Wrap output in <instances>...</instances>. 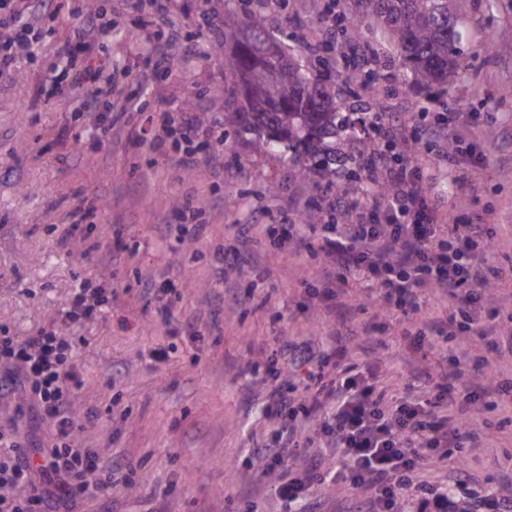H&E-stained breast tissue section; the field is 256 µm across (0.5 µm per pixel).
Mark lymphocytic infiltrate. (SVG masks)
<instances>
[{
	"instance_id": "obj_1",
	"label": "lymphocytic infiltrate",
	"mask_w": 512,
	"mask_h": 512,
	"mask_svg": "<svg viewBox=\"0 0 512 512\" xmlns=\"http://www.w3.org/2000/svg\"><path fill=\"white\" fill-rule=\"evenodd\" d=\"M144 2L151 7L138 39L145 62L185 61L202 54V45L186 39L173 21L175 0H111L110 7L136 9ZM49 6V0H0V79L34 57L35 24ZM44 80L76 95L82 109L101 112L100 139L109 138L117 122L133 117V103L115 107L112 80L100 68L85 64L62 74L50 71ZM469 119L459 107L433 116L421 109L411 121L391 128L389 148L374 153L370 164L391 188L384 197L385 222L367 224L357 215L321 227L319 249L327 265L319 279L327 284L329 299H343L349 288L366 285L377 314H397L414 326L408 345L412 354L436 338L463 334L485 341L496 354L512 355V313L493 296L494 290L512 285V267L488 261L503 227L447 223L424 175L409 161L419 144L452 138L454 147L442 152L434 172L460 183L458 144ZM202 130L199 121L168 112L148 116L139 128L157 153L174 136L187 139ZM428 290L455 301L454 315L426 317L421 299ZM108 301L104 289H79L65 302L64 327L43 328L21 341L0 338V396L22 394L28 408L54 429L52 442L41 447V459L34 462L23 450L18 429L0 427V512H73L87 496L110 500L120 463L101 461L91 449L74 445L80 423L70 379L77 343L65 332ZM508 409L512 381L473 385L457 370L450 382L435 383L422 372L406 383L403 395L394 396L380 385L378 373L351 366L320 381L300 401L273 392L267 411L281 424L254 453L277 495L288 503L307 500L306 512H318L308 499L315 480L354 491L355 512H402L408 495L417 499L418 512H512V472L497 474L489 488L462 504L455 492L472 482L465 464L453 466L448 480L427 478L432 465L480 442L484 430L471 424L472 413ZM299 415L316 417L313 434L293 426ZM318 442L336 449L341 465L335 471L324 470L321 454L313 450Z\"/></svg>"
}]
</instances>
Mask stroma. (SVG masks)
Listing matches in <instances>:
<instances>
[{"instance_id": "1", "label": "stroma", "mask_w": 512, "mask_h": 512, "mask_svg": "<svg viewBox=\"0 0 512 512\" xmlns=\"http://www.w3.org/2000/svg\"><path fill=\"white\" fill-rule=\"evenodd\" d=\"M66 2L41 20L32 63L0 80V337L21 340L62 323L66 299L85 282L112 292L96 317L71 329L79 342L74 409L83 419L82 445L120 461L124 481L109 504L84 499L77 512H303L304 502L283 504L271 478L247 464L252 448L275 427L265 411L270 393L293 400L306 394L304 372L270 370L285 338L317 342L340 368L379 365L394 389L414 370L436 377L458 365L474 384L512 379V356H497L463 336L436 339L418 357L404 359L409 325L374 318L367 289L327 308L312 304L306 292L321 291L313 276L325 261L317 237L281 253L258 233L241 249L239 225L297 222L312 204L328 208L337 191L347 192L358 212L371 214L380 200V173L363 168L352 180L341 172L304 179L240 136L219 143L202 133L159 155L121 123L110 139L96 142L95 114L41 81L47 68L68 71L82 63V53L59 52L74 24L72 11L82 8V0ZM459 3L464 58L446 92L414 87L388 49L384 70L396 85L357 88L346 106L402 121L422 103L433 112L466 106L472 134L461 149L485 161L465 169L464 185L438 179L430 193L457 223L512 225V103L499 98L501 88L512 87V0ZM225 6L214 0L205 20L198 0H177L176 21L205 53L156 66L147 82L134 39L146 13L112 12V32L95 63L111 69L116 96L133 99L140 112L206 116L223 125L224 58L232 51L223 37ZM355 8V0H286L267 21L271 29L294 32L290 49L305 55L304 36L326 32V13ZM488 30L496 37L490 56L481 48ZM73 132L81 135L75 146ZM190 152L200 160L197 167L181 163ZM187 197L197 202L192 221L206 225V235L161 239L158 225L183 223L177 203ZM80 208L87 211L82 235L61 244L64 226ZM108 247L121 255L111 268L99 262ZM233 255L238 262L226 280L215 278L221 259ZM160 274L171 290L166 316L158 302L140 295L143 281ZM343 321L355 334L338 342L332 334ZM169 344L175 352L155 361L152 350ZM10 422L29 438L34 455L53 435L50 422L29 412L18 395L0 399V423ZM491 458L512 469V425L490 428L468 462L481 476Z\"/></svg>"}]
</instances>
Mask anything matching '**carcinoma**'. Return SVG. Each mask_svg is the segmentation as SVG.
Segmentation results:
<instances>
[{"label": "carcinoma", "instance_id": "cac0c4a2", "mask_svg": "<svg viewBox=\"0 0 512 512\" xmlns=\"http://www.w3.org/2000/svg\"><path fill=\"white\" fill-rule=\"evenodd\" d=\"M238 9L224 13V40L234 44L224 60V95L228 98L224 134L251 136L255 151L275 153L305 179L338 162L336 136L341 133L368 149L359 136L366 124L342 112L325 75L336 68L328 55L313 64L282 49L291 40L271 31L264 12L251 10L253 0H230ZM365 11L343 27L358 40L366 24L399 51L412 81L429 89L455 80L464 50L460 46L458 0H363Z\"/></svg>", "mask_w": 512, "mask_h": 512}]
</instances>
